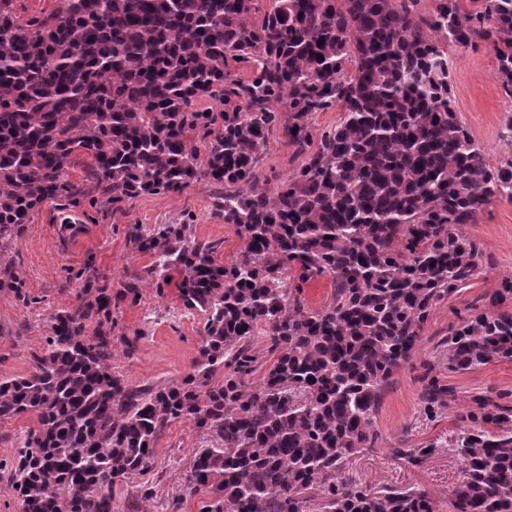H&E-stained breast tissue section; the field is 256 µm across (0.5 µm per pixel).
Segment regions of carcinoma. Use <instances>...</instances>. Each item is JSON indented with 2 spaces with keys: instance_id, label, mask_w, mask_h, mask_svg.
<instances>
[{
  "instance_id": "cac0c4a2",
  "label": "carcinoma",
  "mask_w": 512,
  "mask_h": 512,
  "mask_svg": "<svg viewBox=\"0 0 512 512\" xmlns=\"http://www.w3.org/2000/svg\"><path fill=\"white\" fill-rule=\"evenodd\" d=\"M258 2L59 0L22 22L0 0L1 247L47 201L94 191L115 205L200 180L224 186L216 210L243 242L219 265L187 223L135 224L144 274L114 294L84 269L35 371L0 377V422L36 420L18 460L0 462L22 512H116L113 487L149 468L175 422L209 443L187 476L207 494L200 512H303L308 489L325 512H437L423 490L340 471L374 447L384 385L431 310L490 265L465 226L512 200V160L490 166L458 117L448 46L492 44L512 98V0H434L425 16L419 0H268L261 17ZM203 98L224 109H197ZM332 109L336 126L317 131ZM274 127L306 159L270 188L257 163ZM78 158L86 190L69 180ZM172 270L185 306L206 313L199 356L180 382L135 387L113 365L112 298ZM318 277L332 289L313 308ZM488 300L444 340L448 371L512 361V277ZM261 340L274 361L255 380ZM456 400L427 381L429 411ZM462 420L448 512H512V404L477 394ZM396 453L417 466L431 449ZM331 292V280L323 277L311 281L304 288V295L307 303L318 308L323 305L329 298Z\"/></svg>"
}]
</instances>
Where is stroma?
Returning <instances> with one entry per match:
<instances>
[{
    "instance_id": "stroma-1",
    "label": "stroma",
    "mask_w": 512,
    "mask_h": 512,
    "mask_svg": "<svg viewBox=\"0 0 512 512\" xmlns=\"http://www.w3.org/2000/svg\"><path fill=\"white\" fill-rule=\"evenodd\" d=\"M449 83L462 122L485 152L491 166L512 160V147L502 139L512 99L501 89L491 45L478 50H448ZM294 146L279 129H271L262 149L258 170L262 179L277 183L302 163ZM222 187L207 181L192 183L182 193L145 194L112 205L82 203L68 210L43 204L31 222L0 250V270L12 269L23 283L26 301L11 289L0 288V376H25L34 369L46 347L52 314L75 307L83 284L78 278L86 263L119 286L150 264L149 256L133 252L128 232L133 225L192 224L197 240L214 244L217 263L234 260L241 240L235 225L224 223L215 210ZM466 232L479 241L492 260L491 268L462 293L441 300L421 333L416 356L387 382L374 422V447L352 456L344 467L347 478L381 486L425 489L440 507L463 479V463L454 451L464 423L460 413L472 395H512V362L492 363L481 369L448 371L441 359L442 342L458 326L471 305L478 303L503 278L512 276V200L501 198L481 212ZM178 273L168 282L150 283L137 300L119 301L112 317L117 323L115 366L134 385L185 378L198 355L206 315L186 309L177 288ZM136 338L134 348L125 341ZM452 384L456 402L427 411L422 399L427 377ZM202 434L193 424L173 423L162 436L151 467L118 483L114 496L120 512H199L204 494H189L186 477ZM399 448H427L431 454L415 466L396 456ZM150 491L141 501V491Z\"/></svg>"
}]
</instances>
